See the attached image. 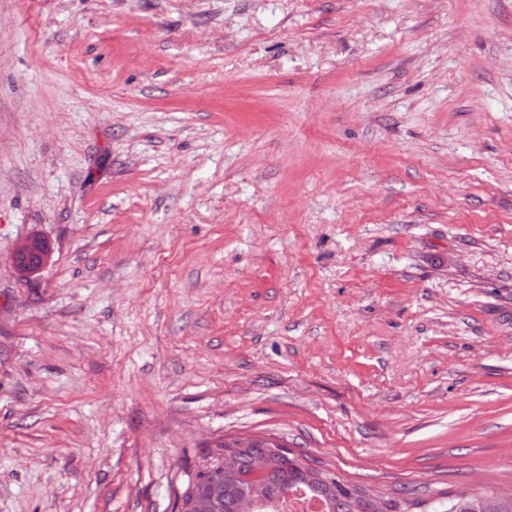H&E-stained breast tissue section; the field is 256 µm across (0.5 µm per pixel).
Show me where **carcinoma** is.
<instances>
[{"instance_id": "cac0c4a2", "label": "carcinoma", "mask_w": 512, "mask_h": 512, "mask_svg": "<svg viewBox=\"0 0 512 512\" xmlns=\"http://www.w3.org/2000/svg\"><path fill=\"white\" fill-rule=\"evenodd\" d=\"M234 457L233 469L225 471L220 456ZM259 456L268 457L264 475L254 476L253 462ZM197 487L215 491L213 512H240L243 502L255 503L254 512H285L288 497L302 491L318 500L323 512H413L422 506L403 489L380 495L372 489L352 484L329 469L308 465V459L285 448L271 453L266 442L257 439L246 448H234L232 443L217 445L196 479L182 494L181 510L190 512V490ZM431 512H512V497H502L492 487L479 491L446 492L430 504Z\"/></svg>"}]
</instances>
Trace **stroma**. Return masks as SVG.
<instances>
[{
  "mask_svg": "<svg viewBox=\"0 0 512 512\" xmlns=\"http://www.w3.org/2000/svg\"><path fill=\"white\" fill-rule=\"evenodd\" d=\"M239 434L512 488V0H0V512ZM38 240L39 238L30 236L18 244L12 253L13 264H19L23 261L28 268H32L31 275L40 271L51 258V252L45 254L41 246L37 243ZM31 255H38L40 257L41 262L38 266L30 265L27 262Z\"/></svg>",
  "mask_w": 512,
  "mask_h": 512,
  "instance_id": "stroma-1",
  "label": "stroma"
}]
</instances>
